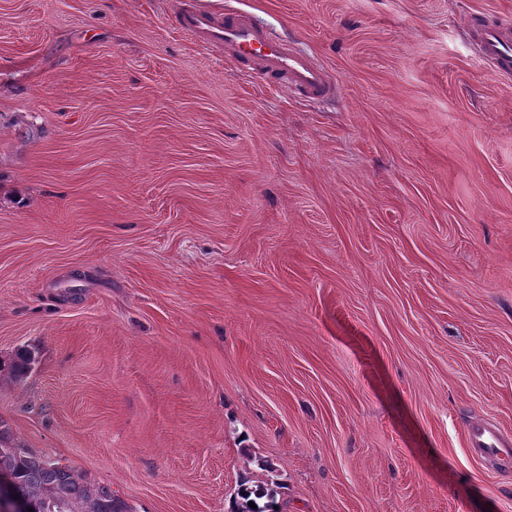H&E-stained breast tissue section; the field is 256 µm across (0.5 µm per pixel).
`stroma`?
Masks as SVG:
<instances>
[{
  "mask_svg": "<svg viewBox=\"0 0 512 512\" xmlns=\"http://www.w3.org/2000/svg\"><path fill=\"white\" fill-rule=\"evenodd\" d=\"M324 65L264 86L173 0H0V420L129 512H512V0H199ZM482 54L496 63L499 72L512 70V31L502 23L484 25L481 29ZM466 440L472 457L493 461L502 468L512 467V435L491 421L472 423L467 429ZM255 484H250V479H244L237 490L236 497L234 498L233 506L230 511L231 512H280L278 509H274V506H278L275 502L274 494L269 486V484H265V482H254ZM237 498H239L238 501ZM266 498L267 501L260 506L257 500H261ZM248 502H253L256 505V508H251L248 506Z\"/></svg>",
  "mask_w": 512,
  "mask_h": 512,
  "instance_id": "35a3bbf8",
  "label": "stroma"
}]
</instances>
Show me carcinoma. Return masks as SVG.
Returning a JSON list of instances; mask_svg holds the SVG:
<instances>
[{
	"instance_id": "cac0c4a2",
	"label": "carcinoma",
	"mask_w": 512,
	"mask_h": 512,
	"mask_svg": "<svg viewBox=\"0 0 512 512\" xmlns=\"http://www.w3.org/2000/svg\"><path fill=\"white\" fill-rule=\"evenodd\" d=\"M32 355L22 353L17 360L4 366L11 377L26 373ZM0 475L10 478L16 497L25 501L33 512H126L106 488L91 490L71 469L49 462L30 449L15 442L0 421ZM231 512H279L275 509L274 494L267 484L243 480L236 493ZM266 499L254 508L250 502Z\"/></svg>"
}]
</instances>
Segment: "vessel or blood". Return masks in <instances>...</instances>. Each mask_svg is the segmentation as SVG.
I'll return each mask as SVG.
<instances>
[{
    "instance_id": "vessel-or-blood-1",
    "label": "vessel or blood",
    "mask_w": 512,
    "mask_h": 512,
    "mask_svg": "<svg viewBox=\"0 0 512 512\" xmlns=\"http://www.w3.org/2000/svg\"><path fill=\"white\" fill-rule=\"evenodd\" d=\"M180 32L196 42L223 51L226 62L245 65L254 78H279L282 85L311 100L335 94L336 83L311 56L296 51L288 42L272 37L256 26L243 11L219 14L184 4L176 15ZM482 54L503 73L512 71V27L501 23L481 29ZM472 457L512 467V435L482 420L467 429Z\"/></svg>"
}]
</instances>
